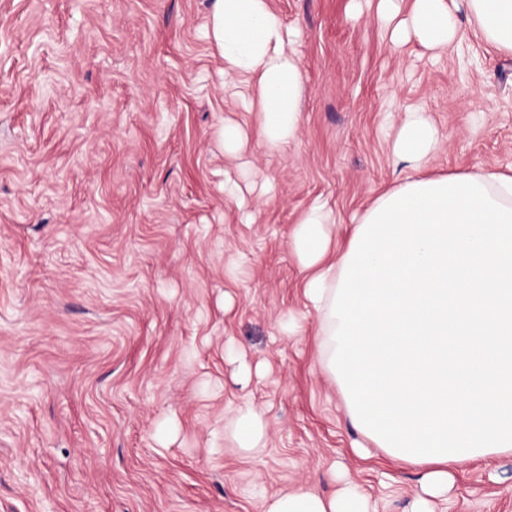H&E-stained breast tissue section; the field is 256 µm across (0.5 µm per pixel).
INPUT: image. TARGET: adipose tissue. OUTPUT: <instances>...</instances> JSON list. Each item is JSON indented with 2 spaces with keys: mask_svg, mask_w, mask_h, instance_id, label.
<instances>
[{
  "mask_svg": "<svg viewBox=\"0 0 512 512\" xmlns=\"http://www.w3.org/2000/svg\"><path fill=\"white\" fill-rule=\"evenodd\" d=\"M497 50L512 54V0H412L401 13L400 0H378L377 18L391 29V40L401 46L414 41L433 51H444L460 38L458 12ZM292 30L273 10L270 0H213L206 24V38L224 62V74L240 95L245 112L254 114L257 135L265 148L284 151L295 139L301 120L299 102L305 91L302 72L288 46ZM440 143L439 131L424 112L415 110L400 127L392 155L404 163L405 184L427 182L429 164ZM338 222L328 201L315 199L294 224L289 245L301 274L304 314L287 312L281 320L284 334L304 328L305 314L317 319L322 356L330 358L336 343L332 334L339 325L330 308L343 267L336 257L333 230ZM266 433L262 411L245 405L238 409L230 435L243 451L261 447ZM457 461L423 463L424 495L414 512H431L429 500L447 493ZM265 512H373L368 495L353 482L332 495L298 488L269 499Z\"/></svg>",
  "mask_w": 512,
  "mask_h": 512,
  "instance_id": "obj_1",
  "label": "adipose tissue"
}]
</instances>
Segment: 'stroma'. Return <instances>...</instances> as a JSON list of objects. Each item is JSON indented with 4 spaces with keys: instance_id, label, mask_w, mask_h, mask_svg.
I'll return each mask as SVG.
<instances>
[{
    "instance_id": "stroma-1",
    "label": "stroma",
    "mask_w": 512,
    "mask_h": 512,
    "mask_svg": "<svg viewBox=\"0 0 512 512\" xmlns=\"http://www.w3.org/2000/svg\"><path fill=\"white\" fill-rule=\"evenodd\" d=\"M271 4L298 32L301 124L234 159L217 130L254 120L204 37L211 0H0V512H264L338 490L334 469L411 512L421 472L354 451L315 317L279 329L303 309L289 233L322 197L346 239L403 179L385 131L415 107L433 172L511 169L512 55L466 22L447 52L395 46L376 0ZM245 404L267 421L252 455L224 436ZM430 507L512 512V457Z\"/></svg>"
}]
</instances>
